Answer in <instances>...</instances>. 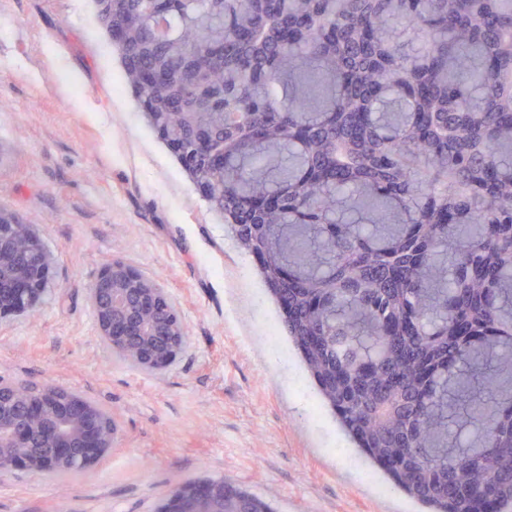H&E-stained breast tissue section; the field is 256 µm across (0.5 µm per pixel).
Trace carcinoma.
<instances>
[{
    "label": "carcinoma",
    "mask_w": 512,
    "mask_h": 512,
    "mask_svg": "<svg viewBox=\"0 0 512 512\" xmlns=\"http://www.w3.org/2000/svg\"><path fill=\"white\" fill-rule=\"evenodd\" d=\"M112 46L356 447L512 512V0H112Z\"/></svg>",
    "instance_id": "1"
}]
</instances>
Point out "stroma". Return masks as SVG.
Returning <instances> with one entry per match:
<instances>
[{"instance_id": "35a3bbf8", "label": "stroma", "mask_w": 512, "mask_h": 512, "mask_svg": "<svg viewBox=\"0 0 512 512\" xmlns=\"http://www.w3.org/2000/svg\"><path fill=\"white\" fill-rule=\"evenodd\" d=\"M0 209L54 257L41 304L0 320V380L79 392L118 428L78 474L0 475V512H157L177 477L230 479L274 512H427L321 401L254 262L146 124L94 0H0ZM115 259L181 313L162 373L98 334L88 289Z\"/></svg>"}]
</instances>
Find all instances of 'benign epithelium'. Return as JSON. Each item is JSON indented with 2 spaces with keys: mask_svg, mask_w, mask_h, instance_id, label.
<instances>
[{
  "mask_svg": "<svg viewBox=\"0 0 512 512\" xmlns=\"http://www.w3.org/2000/svg\"><path fill=\"white\" fill-rule=\"evenodd\" d=\"M52 259L17 215L0 210V318L33 311L48 285ZM99 336L115 352H132L146 371L167 366L186 331L164 288L120 260L106 264L89 288ZM116 424L67 389L43 384L21 395L0 386V462L37 474L78 459L86 468L112 449ZM158 512H224V481L174 484Z\"/></svg>",
  "mask_w": 512,
  "mask_h": 512,
  "instance_id": "1",
  "label": "benign epithelium"
}]
</instances>
